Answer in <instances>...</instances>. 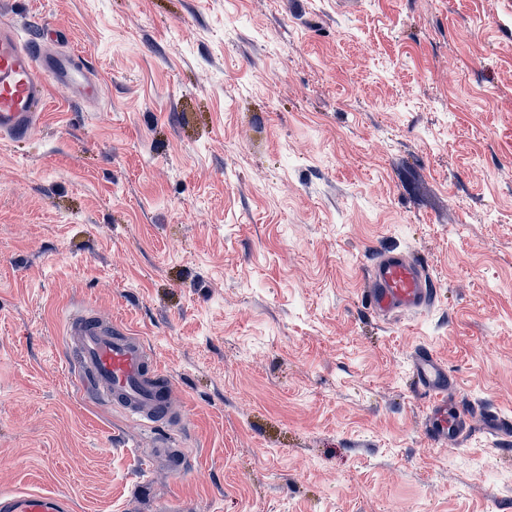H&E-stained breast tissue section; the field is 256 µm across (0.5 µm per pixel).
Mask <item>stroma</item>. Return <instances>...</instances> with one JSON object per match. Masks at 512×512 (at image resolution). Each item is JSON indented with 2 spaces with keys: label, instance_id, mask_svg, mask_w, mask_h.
Here are the masks:
<instances>
[{
  "label": "stroma",
  "instance_id": "1",
  "mask_svg": "<svg viewBox=\"0 0 512 512\" xmlns=\"http://www.w3.org/2000/svg\"><path fill=\"white\" fill-rule=\"evenodd\" d=\"M106 83L0 139V491L75 512H512V0H5ZM396 249L434 306L385 323ZM149 345V429L71 386L72 305ZM426 348L469 412L427 433ZM182 472L149 464L160 439ZM363 303L375 316L392 320L429 307L435 290L425 266L402 251L375 256L364 271Z\"/></svg>",
  "mask_w": 512,
  "mask_h": 512
}]
</instances>
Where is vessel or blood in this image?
Instances as JSON below:
<instances>
[{
	"label": "vessel or blood",
	"instance_id": "1",
	"mask_svg": "<svg viewBox=\"0 0 512 512\" xmlns=\"http://www.w3.org/2000/svg\"><path fill=\"white\" fill-rule=\"evenodd\" d=\"M69 89L76 98L103 97L101 80L70 45L65 31L48 35L30 30L14 17H0V136L27 137L47 108L49 83ZM362 300L375 316L391 320L429 307L435 291L425 266L407 253L391 250L375 256L364 271ZM65 342L75 349L74 369L80 386L89 388L105 405L136 418L141 425L177 423L174 388L145 342L121 324L103 322L88 310L71 311L65 318ZM412 376L432 398L429 428L440 441L468 431L462 411L448 403L452 380L429 350L418 352ZM0 512H74L72 500L48 491L0 494Z\"/></svg>",
	"mask_w": 512,
	"mask_h": 512
}]
</instances>
